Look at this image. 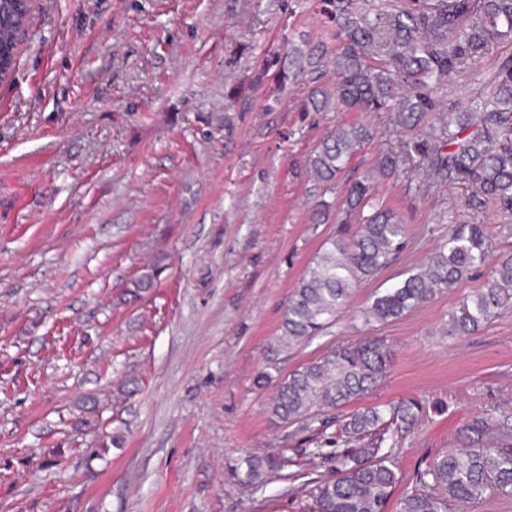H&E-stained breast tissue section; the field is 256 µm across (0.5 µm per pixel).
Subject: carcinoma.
Segmentation results:
<instances>
[{"mask_svg":"<svg viewBox=\"0 0 512 512\" xmlns=\"http://www.w3.org/2000/svg\"><path fill=\"white\" fill-rule=\"evenodd\" d=\"M12 0H0L6 26L0 46L16 63ZM320 10L336 25V48L325 43L303 48L286 43L288 68L281 85L307 79L311 89L304 112H384L393 130L404 133L377 164L352 179L343 209L362 214V223L330 239L298 282L281 319L282 338L309 339L336 321L353 285L385 268L406 243L405 225L374 203L378 178L404 173L428 192L442 185L468 191L470 224L448 226V239L431 258L426 273H412L378 292L364 310L367 322H386L431 300L482 267L493 249L483 214L490 205L512 213V58L501 62L488 94L467 107L440 102L437 90L452 82L470 59L512 36V0H408L395 12L376 13L373 0H320ZM333 82L322 83L325 72ZM363 121L336 127L307 161L315 184H336L350 159L372 139ZM371 213L363 215L365 209ZM512 309V253H498L483 288L464 298L451 315L446 334L469 335ZM394 351L370 339L337 347L304 363L277 382L270 413L283 423H302L364 398L390 371ZM423 406L406 401L387 412L362 407L343 425L352 448L334 458L335 475L309 479L297 488L301 512H385L399 484L392 448L396 432H408ZM489 423L477 418L467 443L433 456L403 490L397 512H448L495 495L512 498V441L487 438ZM286 461L255 455L230 465L237 481L259 488L276 474L292 482L302 471L283 473Z\"/></svg>","mask_w":512,"mask_h":512,"instance_id":"1","label":"carcinoma"}]
</instances>
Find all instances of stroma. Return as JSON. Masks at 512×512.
I'll return each mask as SVG.
<instances>
[{
    "label": "stroma",
    "mask_w": 512,
    "mask_h": 512,
    "mask_svg": "<svg viewBox=\"0 0 512 512\" xmlns=\"http://www.w3.org/2000/svg\"><path fill=\"white\" fill-rule=\"evenodd\" d=\"M334 32L315 0H33L0 82V512H298L289 481L245 487L227 465L277 453L332 476L345 410L275 422L273 380L367 337L396 358L364 405L425 408L397 439L401 484L473 420L512 415V310L446 333L489 269L362 320L468 223L459 189L378 179L406 247L319 336L281 339L296 284L340 229L312 223L308 201L339 196L305 162L360 117L301 111L306 84L252 76L284 37L332 47ZM509 58L505 38L439 96H474ZM232 99L246 111L225 114ZM362 118L374 137L350 174L398 139L384 115Z\"/></svg>",
    "instance_id": "35a3bbf8"
}]
</instances>
